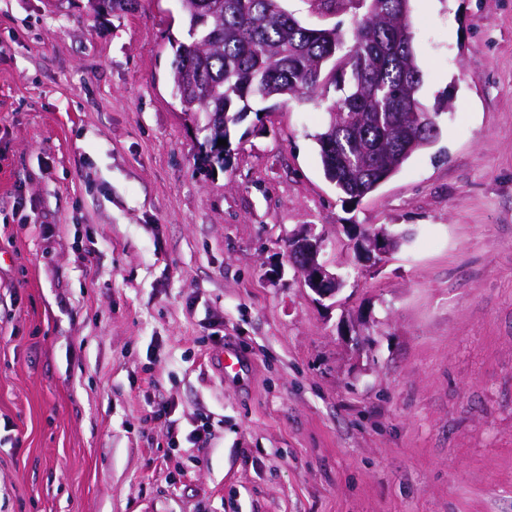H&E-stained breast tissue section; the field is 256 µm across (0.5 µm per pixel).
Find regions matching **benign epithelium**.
Wrapping results in <instances>:
<instances>
[{"mask_svg": "<svg viewBox=\"0 0 512 512\" xmlns=\"http://www.w3.org/2000/svg\"><path fill=\"white\" fill-rule=\"evenodd\" d=\"M397 236L387 230L363 229L356 238V246L369 258H383L392 252ZM325 247L323 238L313 229L300 231L288 239V253L298 275L313 293L322 299H332L340 291L342 278L329 271L325 263L318 261Z\"/></svg>", "mask_w": 512, "mask_h": 512, "instance_id": "7a95c632", "label": "benign epithelium"}]
</instances>
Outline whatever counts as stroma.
Segmentation results:
<instances>
[{"label": "stroma", "mask_w": 512, "mask_h": 512, "mask_svg": "<svg viewBox=\"0 0 512 512\" xmlns=\"http://www.w3.org/2000/svg\"><path fill=\"white\" fill-rule=\"evenodd\" d=\"M410 6L438 135L351 201L337 87L255 103L214 174L179 0H0V512H512V0ZM354 224L405 240L373 266ZM305 227L336 298L289 266Z\"/></svg>", "instance_id": "35a3bbf8"}]
</instances>
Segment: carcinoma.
I'll list each match as a JSON object with an SVG mask.
<instances>
[{"label": "carcinoma", "instance_id": "carcinoma-1", "mask_svg": "<svg viewBox=\"0 0 512 512\" xmlns=\"http://www.w3.org/2000/svg\"><path fill=\"white\" fill-rule=\"evenodd\" d=\"M185 39L173 45L172 78L181 110L210 114L198 159L207 169L224 168L230 148L218 140L249 111L253 100L311 99L327 84L351 73L349 93L335 101L336 114L316 135L327 178L351 199L362 198L394 176L413 155L428 149L435 117L421 99V71L404 5L410 0H372L351 39L336 26L312 29L293 18L280 0H180ZM212 12L208 26L201 12ZM219 43L203 44L210 31ZM209 91L202 104L190 89ZM336 139V154L325 145Z\"/></svg>", "mask_w": 512, "mask_h": 512}]
</instances>
